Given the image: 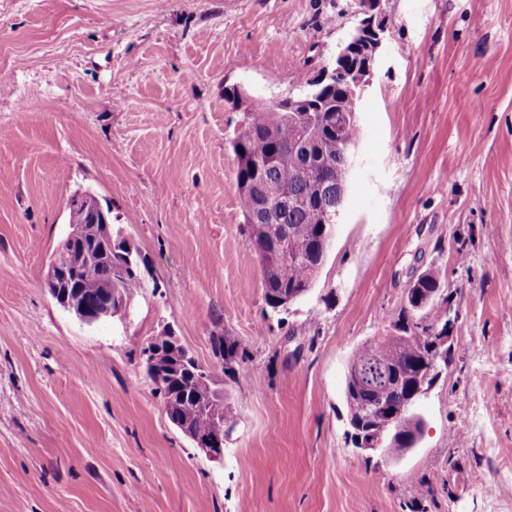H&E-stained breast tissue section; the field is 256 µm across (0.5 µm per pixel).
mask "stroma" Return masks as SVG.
Listing matches in <instances>:
<instances>
[{
    "label": "stroma",
    "instance_id": "stroma-1",
    "mask_svg": "<svg viewBox=\"0 0 512 512\" xmlns=\"http://www.w3.org/2000/svg\"><path fill=\"white\" fill-rule=\"evenodd\" d=\"M384 9L329 252L276 311L225 94L296 91L353 0H0V512H512V0ZM78 189L147 262L126 322L85 325L44 287ZM428 269L458 318L423 434L400 458L356 449L349 355ZM168 328L224 393L223 461L145 376ZM219 333L245 351L235 374Z\"/></svg>",
    "mask_w": 512,
    "mask_h": 512
}]
</instances>
